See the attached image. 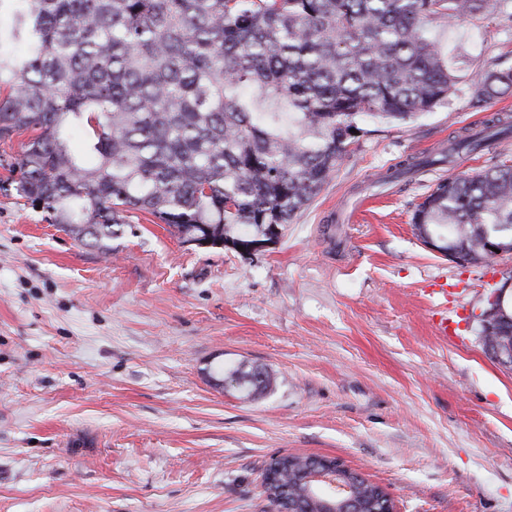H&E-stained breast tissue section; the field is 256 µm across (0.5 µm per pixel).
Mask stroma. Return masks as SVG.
<instances>
[{
	"instance_id": "obj_1",
	"label": "stroma",
	"mask_w": 512,
	"mask_h": 512,
	"mask_svg": "<svg viewBox=\"0 0 512 512\" xmlns=\"http://www.w3.org/2000/svg\"><path fill=\"white\" fill-rule=\"evenodd\" d=\"M454 91L407 122L366 120L332 179L279 241L242 256L184 243L134 211L110 253L0 190V512H272L282 454L335 458L397 512H512V369L475 319L512 254L464 267L412 224L440 179L505 159L449 154L512 122L473 84L512 67V24L438 22ZM411 172L383 182L405 159ZM461 289V339L427 290ZM259 368L252 396L218 367ZM486 129L490 130L486 137L474 139L471 136L458 140L450 149L451 152H458L462 149L470 151L476 150L483 144L488 142L499 141L506 138L511 133L512 126L508 121L501 120L500 118H493L488 121Z\"/></svg>"
}]
</instances>
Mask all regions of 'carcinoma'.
Here are the masks:
<instances>
[{
	"instance_id": "carcinoma-1",
	"label": "carcinoma",
	"mask_w": 512,
	"mask_h": 512,
	"mask_svg": "<svg viewBox=\"0 0 512 512\" xmlns=\"http://www.w3.org/2000/svg\"><path fill=\"white\" fill-rule=\"evenodd\" d=\"M512 15V0H0V142L25 132L8 186L52 223L110 252L124 213L146 212L215 245L291 223L328 183L370 117L432 111L456 84L436 21ZM512 68L472 88L481 108ZM458 140L473 151L512 124ZM417 235L454 242L472 265L512 235V165L442 180L417 205ZM227 374L246 393L263 372ZM315 457L272 459L264 493L291 512H340L308 487ZM362 512L386 493L323 457Z\"/></svg>"
}]
</instances>
